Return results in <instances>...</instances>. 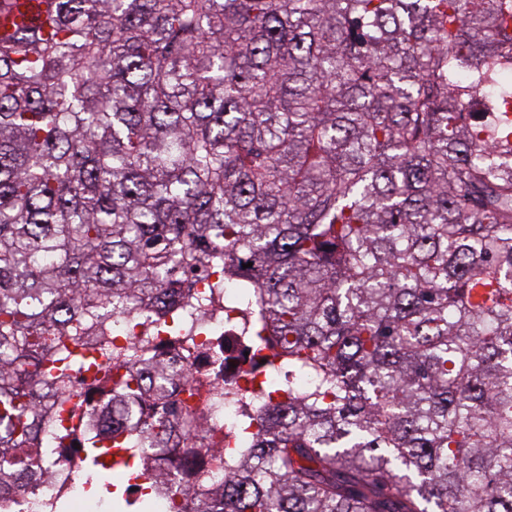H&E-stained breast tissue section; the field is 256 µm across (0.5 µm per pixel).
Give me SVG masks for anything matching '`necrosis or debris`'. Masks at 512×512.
Returning a JSON list of instances; mask_svg holds the SVG:
<instances>
[{
    "instance_id": "1",
    "label": "necrosis or debris",
    "mask_w": 512,
    "mask_h": 512,
    "mask_svg": "<svg viewBox=\"0 0 512 512\" xmlns=\"http://www.w3.org/2000/svg\"><path fill=\"white\" fill-rule=\"evenodd\" d=\"M224 294L229 298L228 303L222 311L201 318V330L195 337V344L200 349L209 347L214 338H223V352L206 358L184 355L180 345L170 343L169 335L164 331L150 339L156 350L170 358L175 370L206 383L205 389L199 391L182 383L170 387L177 405L202 409L203 417L195 436L177 437L150 449L156 467L164 469L168 478L166 491L152 498L154 512H175L176 504L191 503L196 484L217 470L211 462L212 457L247 441L245 434L235 428L247 401L243 386L249 380L264 381L265 373L253 370L250 357L244 354L246 343L236 331L240 310L230 301L233 288H225ZM90 381V375L85 373L75 377L63 410L42 433L45 442H53L59 428L78 423L85 410ZM193 452L200 455L197 466L192 469L183 467L182 459ZM77 464L76 457H69L65 467L56 469L53 478L33 494L17 492L10 487L0 489V512H44L45 504L60 493L66 494L69 503L79 505V512H110L111 506L106 500L87 495L84 484L75 475Z\"/></svg>"
}]
</instances>
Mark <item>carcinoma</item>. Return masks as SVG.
<instances>
[{"mask_svg":"<svg viewBox=\"0 0 512 512\" xmlns=\"http://www.w3.org/2000/svg\"><path fill=\"white\" fill-rule=\"evenodd\" d=\"M42 2L0 0V487L97 364L59 443L148 474L175 372L112 318L233 286L269 374L193 512H512V0Z\"/></svg>","mask_w":512,"mask_h":512,"instance_id":"1","label":"carcinoma"}]
</instances>
